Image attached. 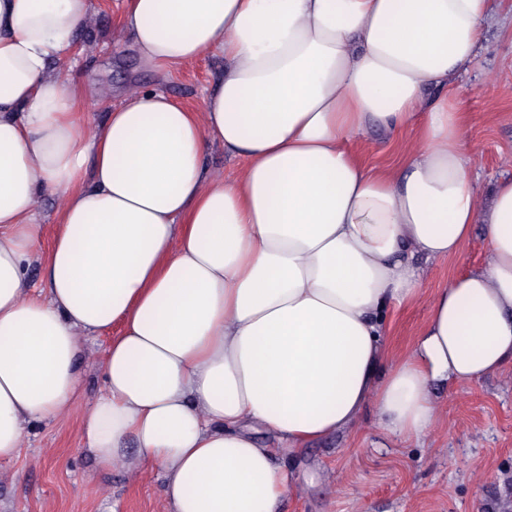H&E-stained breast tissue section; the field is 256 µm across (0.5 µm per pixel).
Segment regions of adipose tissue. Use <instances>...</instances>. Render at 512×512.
Here are the masks:
<instances>
[{
    "mask_svg": "<svg viewBox=\"0 0 512 512\" xmlns=\"http://www.w3.org/2000/svg\"><path fill=\"white\" fill-rule=\"evenodd\" d=\"M490 3L124 0L145 68L217 55L224 75L201 111L133 90L91 131L50 62L92 0H0V460L29 422L77 407L85 336L112 335L86 450L163 472L167 512H281L284 455L369 411L387 436L425 438L437 387L512 365V177L478 203L450 93ZM407 126L396 167L364 166L360 136ZM215 147L240 178L209 171ZM46 193L61 206L43 250ZM477 223L486 266L438 289L389 359L381 317L417 300L414 258L460 256Z\"/></svg>",
    "mask_w": 512,
    "mask_h": 512,
    "instance_id": "adipose-tissue-1",
    "label": "adipose tissue"
}]
</instances>
